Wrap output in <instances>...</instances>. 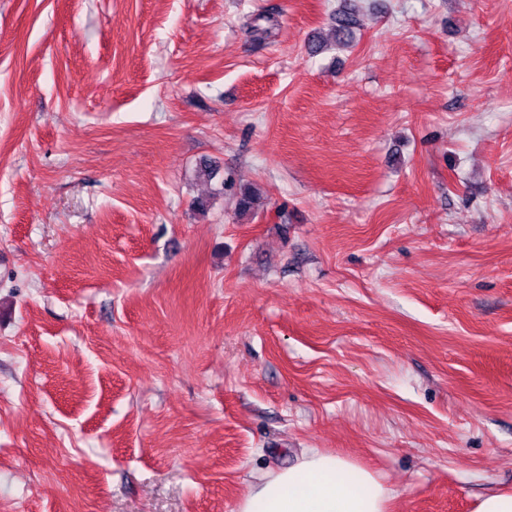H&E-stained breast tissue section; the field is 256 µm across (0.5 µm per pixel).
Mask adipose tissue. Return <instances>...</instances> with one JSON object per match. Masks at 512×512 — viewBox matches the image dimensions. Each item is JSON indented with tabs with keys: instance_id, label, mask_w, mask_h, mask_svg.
Masks as SVG:
<instances>
[{
	"instance_id": "1",
	"label": "adipose tissue",
	"mask_w": 512,
	"mask_h": 512,
	"mask_svg": "<svg viewBox=\"0 0 512 512\" xmlns=\"http://www.w3.org/2000/svg\"><path fill=\"white\" fill-rule=\"evenodd\" d=\"M393 496L371 471L310 448L296 464L260 477L237 512H388Z\"/></svg>"
}]
</instances>
